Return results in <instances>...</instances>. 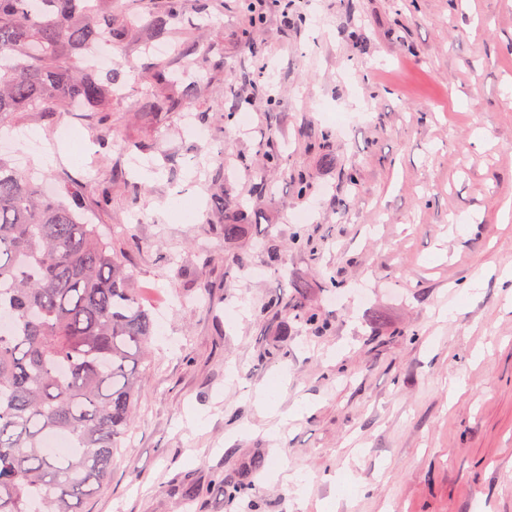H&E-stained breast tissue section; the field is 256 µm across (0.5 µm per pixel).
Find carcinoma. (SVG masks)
I'll use <instances>...</instances> for the list:
<instances>
[{
  "instance_id": "cac0c4a2",
  "label": "carcinoma",
  "mask_w": 512,
  "mask_h": 512,
  "mask_svg": "<svg viewBox=\"0 0 512 512\" xmlns=\"http://www.w3.org/2000/svg\"><path fill=\"white\" fill-rule=\"evenodd\" d=\"M177 2L156 17V37L175 21ZM111 3L0 0V125L17 112L109 104L120 76L79 74L67 60L112 40ZM243 228L240 210L225 204L224 241ZM129 280L97 225L0 158V312L17 320L13 335H0V512H83L110 479L155 336ZM267 313L280 336L290 315L328 329L284 297ZM59 432L71 447L50 456L45 438ZM260 468L256 460L220 483L225 509L251 493Z\"/></svg>"
}]
</instances>
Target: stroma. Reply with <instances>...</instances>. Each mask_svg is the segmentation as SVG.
Wrapping results in <instances>:
<instances>
[{
  "label": "stroma",
  "instance_id": "stroma-1",
  "mask_svg": "<svg viewBox=\"0 0 512 512\" xmlns=\"http://www.w3.org/2000/svg\"><path fill=\"white\" fill-rule=\"evenodd\" d=\"M239 4L183 0L157 41L140 0H112L122 92L9 125L14 165L63 197L86 183L157 330L85 512H224L214 480L257 457L236 512H512V0H269L258 23ZM150 58L183 92L162 112L136 80ZM300 229L317 250L294 247ZM282 295L331 330L292 319L276 337ZM241 223V212L236 205L232 202L224 204V224L220 226L224 242L237 240L242 235L245 224Z\"/></svg>",
  "mask_w": 512,
  "mask_h": 512
}]
</instances>
